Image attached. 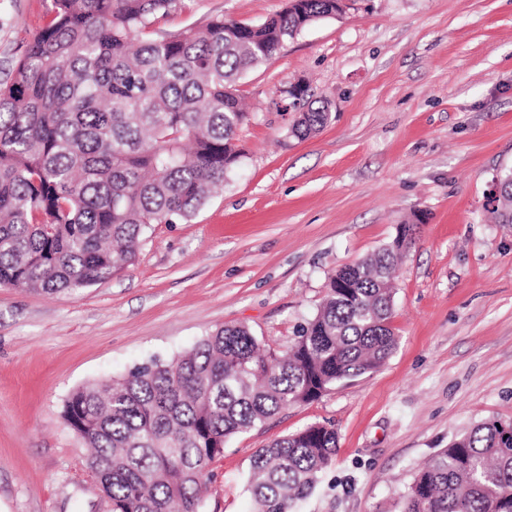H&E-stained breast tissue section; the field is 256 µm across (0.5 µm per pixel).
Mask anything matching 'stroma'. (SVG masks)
Returning <instances> with one entry per match:
<instances>
[{
    "mask_svg": "<svg viewBox=\"0 0 512 512\" xmlns=\"http://www.w3.org/2000/svg\"><path fill=\"white\" fill-rule=\"evenodd\" d=\"M288 0H177L158 33L221 16L258 24ZM51 0H0V61ZM306 86L330 123L300 140L281 91ZM238 175L188 221L155 224L112 280L48 295L0 287V512H110L61 417L75 387L222 326L283 350L329 276L417 227L396 271L398 345L379 369L233 436L201 512H254L250 457L308 425L339 449L296 512H397L441 448L512 420V224L491 189L512 169V0H349L243 76Z\"/></svg>",
    "mask_w": 512,
    "mask_h": 512,
    "instance_id": "obj_1",
    "label": "stroma"
}]
</instances>
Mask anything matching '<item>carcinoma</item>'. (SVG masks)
I'll use <instances>...</instances> for the list:
<instances>
[{
	"label": "carcinoma",
	"mask_w": 512,
	"mask_h": 512,
	"mask_svg": "<svg viewBox=\"0 0 512 512\" xmlns=\"http://www.w3.org/2000/svg\"><path fill=\"white\" fill-rule=\"evenodd\" d=\"M176 0H52L44 27L0 81V286L49 295L107 282L133 264L147 229L191 219L231 179L250 115L239 81L334 0H300L259 24L216 17L156 35ZM291 134L331 120L307 89L289 98ZM494 208L512 224V170ZM386 247L329 277L327 296L283 353L243 325L216 329L171 361L151 359L74 389L62 417L91 448L112 512H200L227 439L309 404L392 355ZM512 422L485 421L416 473L400 512H512ZM312 424L257 449L256 512H294L336 457Z\"/></svg>",
	"instance_id": "obj_1"
}]
</instances>
